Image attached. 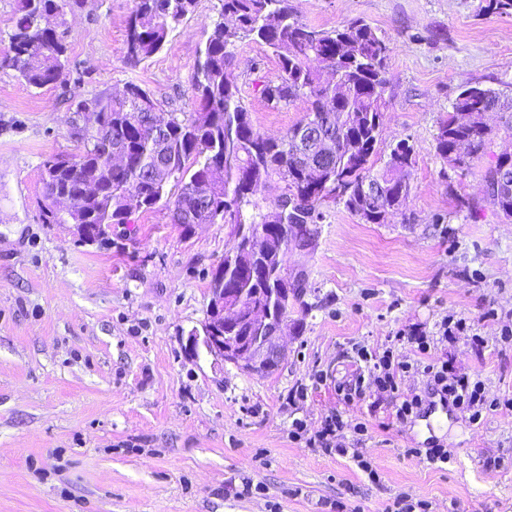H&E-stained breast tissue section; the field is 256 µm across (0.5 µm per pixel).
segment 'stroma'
Segmentation results:
<instances>
[{
	"label": "stroma",
	"mask_w": 512,
	"mask_h": 512,
	"mask_svg": "<svg viewBox=\"0 0 512 512\" xmlns=\"http://www.w3.org/2000/svg\"><path fill=\"white\" fill-rule=\"evenodd\" d=\"M292 3L308 25L362 19L389 40L378 152L403 140L415 164L409 197L386 223L332 203L315 247L285 252L288 271L305 270L306 293L270 375L186 348L229 225L173 223L169 195L101 243L43 217L42 164L78 152L79 101L133 82L164 112L193 111L189 80L219 0H196L137 64L125 58L135 0H70L61 31L80 83L35 88L0 67V512H336L340 501L388 512L401 496L429 512H512V409L501 405L512 398V220L484 197L477 169L452 167L435 142L463 86L512 94V16L483 14V0ZM228 75L262 133L300 120L302 105L273 110L261 96L279 75L263 45L239 40ZM448 321L466 327L445 340ZM400 332L429 336L427 364L481 382L498 408L471 421L420 369L401 380L423 400L406 422H389L391 398L373 387L339 402L357 346L414 362ZM300 383L307 397L289 400ZM334 412L345 423L337 443L357 445L370 472L313 445ZM296 419L304 438L291 434ZM361 422L369 432L357 444ZM437 444L448 465L427 462Z\"/></svg>",
	"instance_id": "stroma-1"
}]
</instances>
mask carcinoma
Segmentation results:
<instances>
[{
	"label": "carcinoma",
	"instance_id": "obj_1",
	"mask_svg": "<svg viewBox=\"0 0 512 512\" xmlns=\"http://www.w3.org/2000/svg\"><path fill=\"white\" fill-rule=\"evenodd\" d=\"M196 0H136L126 31V60L137 64L160 52L169 33L192 11ZM68 0H19L8 46L0 51V67L18 73L28 84L42 88L59 81L81 80L79 68L66 56V46L55 28L46 23L64 15ZM250 37L271 50L280 75L264 85L267 105L280 109L304 104L302 118L277 138L260 132L243 105L238 87L228 78L231 48ZM390 43L364 20L356 19L331 30L309 26L298 19L290 0H221L204 51L190 77L197 109L171 112L166 118L143 111V101L157 99L135 83L120 96L101 95L81 101L75 113L92 112L98 126L89 134L73 126L83 148L72 157H56L63 167L43 179V198L67 194L74 198L86 224L99 225V237L113 224H126L134 209H150L165 194L169 183L178 193L173 221L193 224H232L229 247L224 251V287H299L284 269L240 265L235 257L236 237L244 238L266 224L267 209L281 195L294 194L309 214L310 223L323 218L320 207L331 200L305 177L303 159L322 156L321 142L299 137L308 118L331 116L338 142L333 177L349 187L340 198L345 207L367 223L383 224L385 204L362 197L361 186L370 175L392 178L395 197H408L413 159L407 171L395 173L388 156L377 169L382 112L387 107V61ZM486 108L500 114V126L512 133V99L490 87L463 88L451 104L448 119L436 136L439 155L465 169L489 157L481 168L485 194L506 218L512 216V190L493 191L496 172L512 168V155L490 151L494 129L467 127L464 112ZM208 186L211 200L199 207L196 190ZM267 196L257 197L259 186Z\"/></svg>",
	"mask_w": 512,
	"mask_h": 512
}]
</instances>
